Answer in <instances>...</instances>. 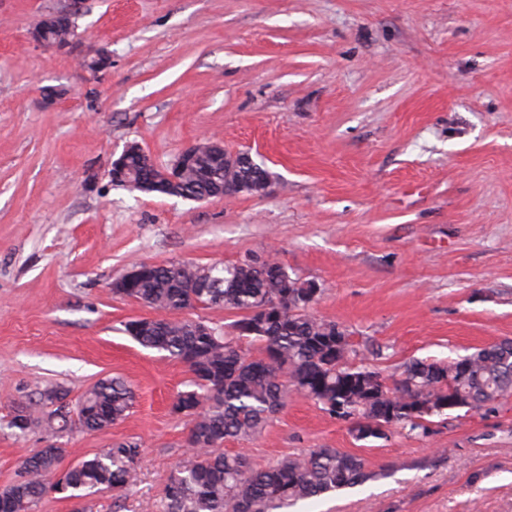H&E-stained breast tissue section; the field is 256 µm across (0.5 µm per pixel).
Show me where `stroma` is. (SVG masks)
Segmentation results:
<instances>
[{
	"label": "stroma",
	"mask_w": 512,
	"mask_h": 512,
	"mask_svg": "<svg viewBox=\"0 0 512 512\" xmlns=\"http://www.w3.org/2000/svg\"><path fill=\"white\" fill-rule=\"evenodd\" d=\"M67 5L0 0V487L47 438L15 436L11 414L105 376L133 408L60 435L66 462L143 450L137 489L93 512H143L187 459L191 419L171 405L190 374L125 332L154 311L112 291L135 262L275 257L390 378L512 340V0H85L75 53L37 44ZM98 50L112 65L94 73L81 59ZM208 138L264 162L267 192L193 202L111 181L128 144L169 167ZM313 448L362 457L367 478L293 512H512V396L359 440L293 393L224 445L259 467Z\"/></svg>",
	"instance_id": "obj_1"
}]
</instances>
